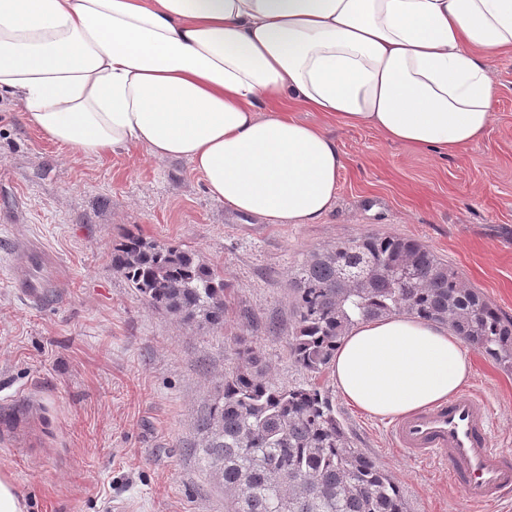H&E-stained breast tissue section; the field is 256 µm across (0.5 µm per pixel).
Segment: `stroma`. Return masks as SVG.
<instances>
[{"mask_svg": "<svg viewBox=\"0 0 512 512\" xmlns=\"http://www.w3.org/2000/svg\"><path fill=\"white\" fill-rule=\"evenodd\" d=\"M488 73L491 125L460 154L334 130L344 168L314 224L235 211L186 160L61 148L1 96L0 472L26 512H224L192 450L199 418L247 346L267 378L330 396L354 445L391 473L412 512H462L447 466L395 448L388 419L348 404L331 369L297 366L288 342L297 268L371 233L424 244L512 317V54L490 59ZM129 229L223 271V324L187 322L138 296L112 268ZM467 356L493 443L512 452V373L475 349Z\"/></svg>", "mask_w": 512, "mask_h": 512, "instance_id": "1", "label": "stroma"}]
</instances>
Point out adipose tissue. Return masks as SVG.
Wrapping results in <instances>:
<instances>
[{
    "mask_svg": "<svg viewBox=\"0 0 512 512\" xmlns=\"http://www.w3.org/2000/svg\"><path fill=\"white\" fill-rule=\"evenodd\" d=\"M501 53L512 0H0V95L30 126L87 156L187 159L215 200L278 224L319 221L344 167L292 108L452 155L491 124ZM332 368L378 418L470 374L459 336L407 314L359 324Z\"/></svg>",
    "mask_w": 512,
    "mask_h": 512,
    "instance_id": "1",
    "label": "adipose tissue"
}]
</instances>
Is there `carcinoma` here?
Segmentation results:
<instances>
[{
	"mask_svg": "<svg viewBox=\"0 0 512 512\" xmlns=\"http://www.w3.org/2000/svg\"><path fill=\"white\" fill-rule=\"evenodd\" d=\"M146 304L185 320L224 324V276L176 246L130 230L112 248ZM297 325L289 353L308 372L331 364L361 320L408 314L447 326L512 370V318L418 241L368 234L319 250L295 275ZM224 376L199 420L198 464L224 490V512H409L389 471L355 448L329 398L257 369L252 348Z\"/></svg>",
	"mask_w": 512,
	"mask_h": 512,
	"instance_id": "1",
	"label": "carcinoma"
}]
</instances>
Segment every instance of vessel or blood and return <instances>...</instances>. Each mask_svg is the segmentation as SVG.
<instances>
[{"label":"vessel or blood","mask_w":512,"mask_h":512,"mask_svg":"<svg viewBox=\"0 0 512 512\" xmlns=\"http://www.w3.org/2000/svg\"><path fill=\"white\" fill-rule=\"evenodd\" d=\"M490 406L466 388L448 402L394 419L396 447L417 460H442L467 505L485 506L512 493V457L494 448Z\"/></svg>","instance_id":"vessel-or-blood-1"}]
</instances>
